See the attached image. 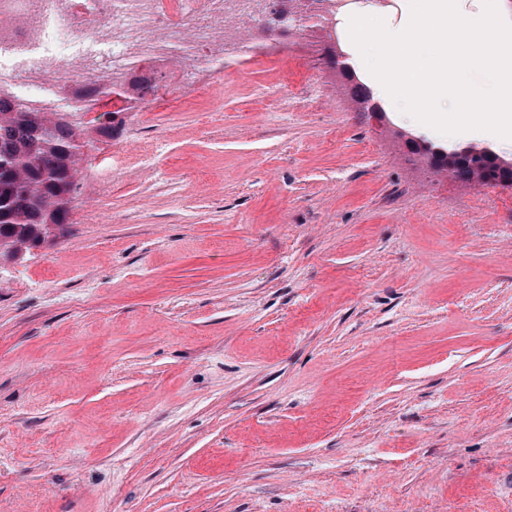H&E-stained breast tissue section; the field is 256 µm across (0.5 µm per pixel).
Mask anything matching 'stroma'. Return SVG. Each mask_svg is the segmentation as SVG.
<instances>
[{
  "label": "stroma",
  "instance_id": "stroma-1",
  "mask_svg": "<svg viewBox=\"0 0 512 512\" xmlns=\"http://www.w3.org/2000/svg\"><path fill=\"white\" fill-rule=\"evenodd\" d=\"M215 83L0 262V512H512V188L407 164L299 43Z\"/></svg>",
  "mask_w": 512,
  "mask_h": 512
}]
</instances>
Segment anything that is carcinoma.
Returning a JSON list of instances; mask_svg holds the SVG:
<instances>
[{"instance_id":"obj_1","label":"carcinoma","mask_w":512,"mask_h":512,"mask_svg":"<svg viewBox=\"0 0 512 512\" xmlns=\"http://www.w3.org/2000/svg\"><path fill=\"white\" fill-rule=\"evenodd\" d=\"M408 145L455 180L512 188V156ZM83 148L79 127L62 117L16 112L0 121V256L16 258L67 234L85 173Z\"/></svg>"}]
</instances>
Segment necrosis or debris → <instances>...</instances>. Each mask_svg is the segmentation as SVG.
I'll return each mask as SVG.
<instances>
[{"label":"necrosis or debris","instance_id":"1","mask_svg":"<svg viewBox=\"0 0 512 512\" xmlns=\"http://www.w3.org/2000/svg\"><path fill=\"white\" fill-rule=\"evenodd\" d=\"M362 0H0V101L60 113L103 142L112 124L186 82L204 85L230 55L258 44L335 64L337 16Z\"/></svg>","mask_w":512,"mask_h":512}]
</instances>
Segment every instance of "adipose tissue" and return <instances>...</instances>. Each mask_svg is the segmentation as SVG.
Segmentation results:
<instances>
[{"mask_svg":"<svg viewBox=\"0 0 512 512\" xmlns=\"http://www.w3.org/2000/svg\"><path fill=\"white\" fill-rule=\"evenodd\" d=\"M340 25L347 65L384 111L440 140L512 153V0H365Z\"/></svg>","mask_w":512,"mask_h":512,"instance_id":"obj_1","label":"adipose tissue"}]
</instances>
